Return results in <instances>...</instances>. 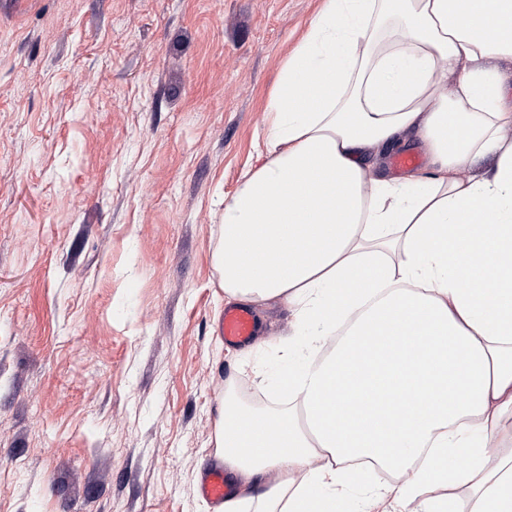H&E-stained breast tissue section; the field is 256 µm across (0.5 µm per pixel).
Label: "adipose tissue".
<instances>
[{
  "mask_svg": "<svg viewBox=\"0 0 512 512\" xmlns=\"http://www.w3.org/2000/svg\"><path fill=\"white\" fill-rule=\"evenodd\" d=\"M505 62L512 0H321L271 95L267 158L224 202V295L293 309L268 346L298 404L225 394L224 512H459L461 486L470 512H512ZM409 145L425 168L378 173ZM357 459L397 483L369 487Z\"/></svg>",
  "mask_w": 512,
  "mask_h": 512,
  "instance_id": "1",
  "label": "adipose tissue"
}]
</instances>
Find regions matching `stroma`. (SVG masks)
Listing matches in <instances>:
<instances>
[{
  "instance_id": "stroma-1",
  "label": "stroma",
  "mask_w": 512,
  "mask_h": 512,
  "mask_svg": "<svg viewBox=\"0 0 512 512\" xmlns=\"http://www.w3.org/2000/svg\"><path fill=\"white\" fill-rule=\"evenodd\" d=\"M319 0H0V512H215L214 253ZM263 339L293 314L254 305Z\"/></svg>"
}]
</instances>
